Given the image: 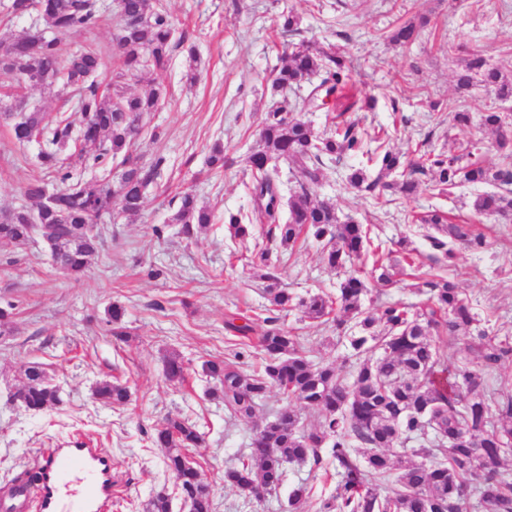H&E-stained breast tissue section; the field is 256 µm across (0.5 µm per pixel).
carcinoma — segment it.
Wrapping results in <instances>:
<instances>
[{"mask_svg": "<svg viewBox=\"0 0 512 512\" xmlns=\"http://www.w3.org/2000/svg\"><path fill=\"white\" fill-rule=\"evenodd\" d=\"M36 15L37 23L9 42L10 51L0 54V75L13 79L11 101H0L4 119L20 113L11 126L12 138L19 142H42L38 161L57 182L54 189L42 179H32L24 187L28 204L11 211L0 221V241L25 243L37 225L53 228L48 235L53 260L67 275L82 279L91 269L100 236L88 231L97 219L112 217L113 205L125 216L141 212L145 191L165 166L157 155L148 162L137 153L135 144L143 131L147 114L163 104L166 93L155 88L144 95H128L121 83L145 72L163 71L173 52L184 45L185 34H177L176 22L161 0H118L119 33L112 49L116 68L112 71V91L101 93L97 77L103 51L89 43L76 51L62 47L60 32H92L101 22L95 0H9L6 15L25 18ZM299 19L291 10L279 16L281 33L299 34ZM419 27L405 22L389 38L398 45L412 43ZM346 59L331 47H312L302 39L284 45L282 64L271 82V93L309 83L300 109L323 97L335 101L339 114L370 106L348 88ZM479 80L498 99L512 98V78L492 67L480 55L456 74V90L465 92ZM30 83L65 96L80 114L74 121L66 112L47 117L40 107H27L22 93ZM287 98L273 103L259 124V145L249 156L251 194L265 223V236H279L280 243L295 242L304 229L316 238H325L322 259L331 269L355 266L370 242L362 224L338 223L335 206L320 198L316 188L327 164H340L345 157L361 153L375 167L371 174L363 167L346 175L347 183L378 197L384 191L409 199L426 182L442 190L466 182L491 185L492 192L473 197L471 209L477 215L512 216V132L504 129L500 113L494 109L480 116L483 129L496 135L506 163L489 168L479 160L462 163L455 154H429L405 163L390 151L386 139L359 130L347 123L329 135L294 116ZM80 146L81 157L98 173L97 180L76 177L61 152L69 145ZM297 167L299 190L289 197L279 190L277 162ZM117 169V188L110 176ZM171 222L183 225L191 236L194 227L213 221V213L199 204L197 195L185 192L174 196ZM416 221L430 224L447 238L429 236L431 247L452 260L453 242L472 248L483 245V236L471 224L447 222L437 211L420 215ZM232 238L242 242L255 238L253 218L238 212L224 217ZM428 302L419 309L401 304L385 306L378 313L363 308L367 284L358 272L348 274L336 297L313 294L299 301L305 315L319 320L334 316L336 328L355 322L358 331L349 336L355 354L376 348V359L359 362L350 372L333 365L317 366L303 353L299 337L270 327L258 337L263 366L253 374L242 372L224 360H210L203 371L215 382L213 395L224 402V411L234 420L251 421L260 403L272 390L286 400L275 418L253 431L249 458L224 474V481L242 492L279 487L288 465L313 462L320 466L321 449H330L332 468L338 477L336 495L324 503L323 512H466L467 489L471 479L481 478L479 493L491 512H512V482L500 473L503 460L512 455V394L501 392L486 398L485 371L512 355V344L497 341L477 326L478 319L457 285L436 277L424 282ZM272 307L286 310L294 297L288 289L272 284L266 288ZM463 335L474 362L451 365L439 356L434 337ZM188 367L172 354L164 361V377L171 383L185 380ZM25 381L15 399L27 410L42 411L60 402L59 392L46 380L41 365L24 367ZM95 401L124 407L130 393L119 381L96 383ZM316 412L318 426L300 425L299 411ZM470 434L478 442L462 440ZM423 441L410 449L416 460L405 462L392 451L400 440ZM153 444L165 449L164 464L173 475L182 500L192 512H213V491L198 478L186 451L199 448L204 436L197 426L181 416H169L154 428ZM481 450L487 464L480 472L469 463ZM393 481L392 493L383 495L369 479ZM144 512H170V501L162 491L145 504Z\"/></svg>", "mask_w": 512, "mask_h": 512, "instance_id": "carcinoma-1", "label": "carcinoma"}]
</instances>
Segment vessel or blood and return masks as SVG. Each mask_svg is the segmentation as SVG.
I'll list each match as a JSON object with an SVG mask.
<instances>
[{
  "label": "vessel or blood",
  "mask_w": 512,
  "mask_h": 512,
  "mask_svg": "<svg viewBox=\"0 0 512 512\" xmlns=\"http://www.w3.org/2000/svg\"><path fill=\"white\" fill-rule=\"evenodd\" d=\"M40 512H108L112 469L98 449L54 448L38 457Z\"/></svg>",
  "instance_id": "vessel-or-blood-1"
}]
</instances>
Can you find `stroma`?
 <instances>
[{
	"mask_svg": "<svg viewBox=\"0 0 512 512\" xmlns=\"http://www.w3.org/2000/svg\"><path fill=\"white\" fill-rule=\"evenodd\" d=\"M179 28L184 48L174 52L166 70L131 79L128 91L163 88L161 109L146 118L139 140L144 158L164 155L167 163L147 191L138 216H116L101 226V248L87 277L74 281L53 265L40 238L26 244L0 242V304H14L10 330L0 333V512H35L34 463L49 448L83 442L112 463L111 512H141L142 504L166 490L171 512H187L164 466V452L151 436L170 414L196 423L204 447L191 456L214 487V512H292L289 494L306 483L303 512H319L336 492V477L311 464L289 466L285 482L262 499L247 497L225 483L226 470L240 466L248 452L251 426L230 419L212 396V379L203 371L209 360L236 361L250 374L260 369L257 345H243L225 329L228 316L249 319L263 329L265 318L299 336L307 357L317 365L354 370L348 338L351 327L308 319L301 307H272L262 270L252 263L253 246L230 237L223 215L251 213L247 156L258 145L257 125L271 106L270 76L280 62L273 44L281 11L301 19V36L316 46L335 45L349 65L354 91L373 97L368 111L348 113L368 132H387L388 144L405 158L458 153L452 115H480L497 108L512 124V99L497 101L493 91L474 85L455 89L454 76L470 55L512 72V0H163ZM428 17L418 40L400 47L388 37L398 23ZM195 48L196 83H189L188 48ZM8 120L0 118V213L25 203L23 188L43 177L38 143H15ZM222 143L229 160L223 173L210 174L206 159ZM362 155L343 166L325 168L320 195L336 205L340 222L364 224L378 253L359 263L370 272L375 258L400 262L395 285L370 288L366 309L391 303L421 307L427 296L420 278L429 272L457 283L490 334L512 337V221L478 218L470 201L479 189L453 188L451 194L427 187L413 199L384 195L374 199L346 182L348 168L365 166ZM196 194L216 215L214 224L185 237L171 223L172 198ZM443 211L452 222L472 220L485 244L455 247L453 262L433 263V249L413 216ZM281 287L295 297L336 295L343 271L322 261L324 243L302 235L292 246L271 239ZM126 310V334L116 338L106 309ZM177 353L188 364L180 385L163 377L164 360ZM41 363L60 391L55 408L33 412L13 398L23 382L21 365ZM117 379L129 387L127 406L112 408L92 397L96 382Z\"/></svg>",
	"mask_w": 512,
	"mask_h": 512,
	"instance_id": "stroma-1",
	"label": "stroma"
}]
</instances>
